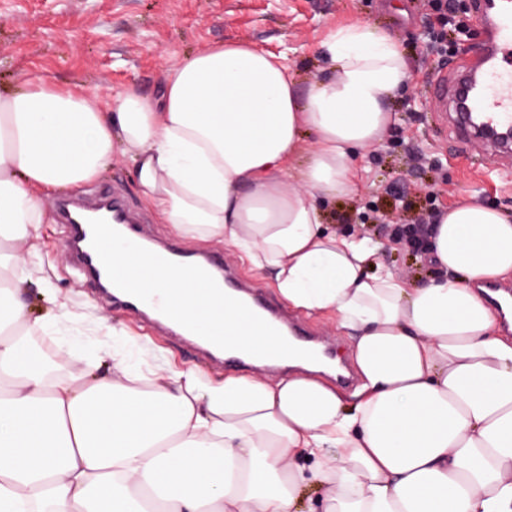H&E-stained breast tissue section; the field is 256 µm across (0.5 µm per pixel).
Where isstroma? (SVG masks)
Segmentation results:
<instances>
[{
  "mask_svg": "<svg viewBox=\"0 0 512 512\" xmlns=\"http://www.w3.org/2000/svg\"><path fill=\"white\" fill-rule=\"evenodd\" d=\"M471 4L459 0L451 10L462 35L442 62L431 51L439 12L430 0H0V88L17 87L25 75H47L82 85L107 102L132 83L152 94L166 65L208 44L243 40L283 54L304 92L329 73L319 49L326 34L342 23L370 22L400 41L410 80L391 104L397 114L393 127L355 159L354 191L326 203V222L340 234H369L381 243L383 262L399 278L421 281L429 275L425 261L393 245L394 224L445 211L467 198L512 216V178L483 166L481 142L453 149L438 122L442 106L436 84L455 78L471 60L469 48L484 39ZM425 27L430 30L426 37L421 34ZM106 188L128 201L154 243L196 256L223 255L242 282L279 301L271 277L236 249L182 238L160 223L137 190L128 157L113 155L101 178L74 196L85 199ZM58 200L55 194L44 200L49 220L39 225L33 240L41 265L29 278L26 301L30 318L46 313L43 291L48 288L68 314L52 321L35 345L60 359L66 370L94 368L103 351L120 346L145 370L195 368L223 378L224 370L185 344L95 295L65 249L70 227L57 216ZM380 214L386 222H377Z\"/></svg>",
  "mask_w": 512,
  "mask_h": 512,
  "instance_id": "35a3bbf8",
  "label": "stroma"
}]
</instances>
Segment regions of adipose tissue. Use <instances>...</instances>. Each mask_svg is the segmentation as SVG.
Masks as SVG:
<instances>
[{
  "instance_id": "adipose-tissue-1",
  "label": "adipose tissue",
  "mask_w": 512,
  "mask_h": 512,
  "mask_svg": "<svg viewBox=\"0 0 512 512\" xmlns=\"http://www.w3.org/2000/svg\"><path fill=\"white\" fill-rule=\"evenodd\" d=\"M322 49L332 74L304 93L244 41L167 66L152 97L131 85L107 105L43 77L0 89V512H304L308 488L320 512H512V340L476 290L512 276V220L472 199L443 212L435 273L412 286L369 238L328 230L320 203L353 190L410 66L362 21ZM117 151L162 223L269 270L289 306L335 314L353 401L314 377L147 376L122 357L108 375L53 372L28 342L29 241L43 197Z\"/></svg>"
}]
</instances>
